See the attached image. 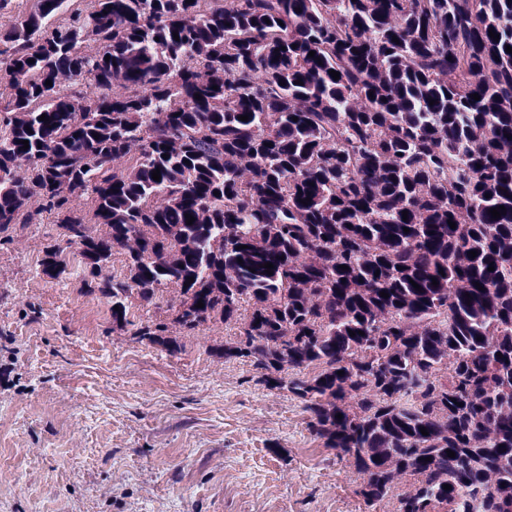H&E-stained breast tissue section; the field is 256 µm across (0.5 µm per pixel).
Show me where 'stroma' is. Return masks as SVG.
<instances>
[{
	"mask_svg": "<svg viewBox=\"0 0 512 512\" xmlns=\"http://www.w3.org/2000/svg\"><path fill=\"white\" fill-rule=\"evenodd\" d=\"M60 225L0 245V512H366L352 464L214 325L160 348L112 331L80 267L41 271Z\"/></svg>",
	"mask_w": 512,
	"mask_h": 512,
	"instance_id": "1",
	"label": "stroma"
}]
</instances>
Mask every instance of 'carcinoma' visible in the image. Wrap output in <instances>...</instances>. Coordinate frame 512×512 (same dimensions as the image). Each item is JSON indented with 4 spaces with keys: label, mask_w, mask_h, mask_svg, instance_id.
Masks as SVG:
<instances>
[{
    "label": "carcinoma",
    "mask_w": 512,
    "mask_h": 512,
    "mask_svg": "<svg viewBox=\"0 0 512 512\" xmlns=\"http://www.w3.org/2000/svg\"><path fill=\"white\" fill-rule=\"evenodd\" d=\"M85 2L0 26V245L54 218L43 274L76 249L170 354L236 329L212 355L299 400L368 512L406 478L398 512H512V0Z\"/></svg>",
    "instance_id": "cac0c4a2"
}]
</instances>
